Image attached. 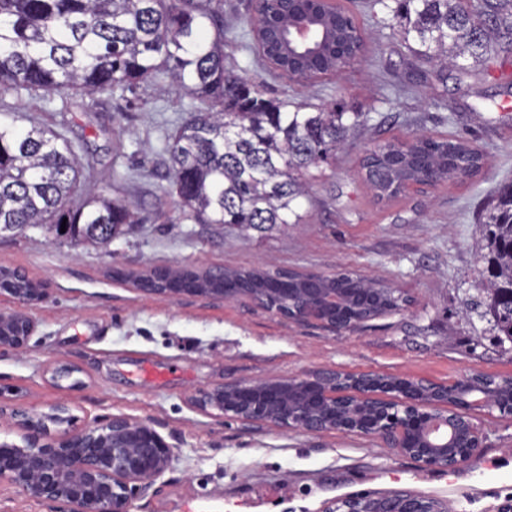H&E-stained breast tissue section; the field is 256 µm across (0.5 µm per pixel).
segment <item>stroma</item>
I'll return each mask as SVG.
<instances>
[{
	"label": "stroma",
	"mask_w": 512,
	"mask_h": 512,
	"mask_svg": "<svg viewBox=\"0 0 512 512\" xmlns=\"http://www.w3.org/2000/svg\"><path fill=\"white\" fill-rule=\"evenodd\" d=\"M367 24L363 56L305 87L241 51L224 32L228 65L263 91L314 105L344 103L367 123L348 148L322 165L303 221L242 238L232 227L178 222L164 199L167 128L195 106L143 84L90 97H0V117L22 127L65 126L87 162L86 184L134 204L141 224L105 246L72 247L40 227L0 236V268L17 269L48 290L21 306L0 290V310H25L28 343L0 351V402L37 412L65 403L78 424L126 415L151 425L172 450V467L133 512H330L336 498L407 491L443 500L448 512H502L512 504V418L474 411L485 438L479 455L455 470L431 469L378 439L334 431L310 435L202 413L191 396L219 384L314 369L410 374L437 382L483 373L512 377V342L468 311L478 296L485 241L482 220L495 189L512 181V56L489 69L441 76L392 33L383 7L341 0ZM437 136L467 132L488 159L476 175L414 186L393 198L368 188L363 159L377 144L416 127ZM180 267L258 268L331 274L347 267L404 299L400 310L336 335L297 326L246 299L144 291L140 276ZM69 364L71 378L56 380Z\"/></svg>",
	"instance_id": "stroma-1"
}]
</instances>
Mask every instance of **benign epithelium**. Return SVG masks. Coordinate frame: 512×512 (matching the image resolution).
<instances>
[{
  "instance_id": "benign-epithelium-1",
  "label": "benign epithelium",
  "mask_w": 512,
  "mask_h": 512,
  "mask_svg": "<svg viewBox=\"0 0 512 512\" xmlns=\"http://www.w3.org/2000/svg\"><path fill=\"white\" fill-rule=\"evenodd\" d=\"M359 288H323V274L290 276L285 288H166L171 300L184 295L247 297L262 307L288 297V322H319L337 335L355 330L366 313H384L379 294L389 288L354 274ZM20 302L45 300L47 289H7ZM34 329L20 312H0V350L26 345ZM200 412L218 410L243 425L308 434L338 431L381 439L403 457L431 468L457 469L480 451L484 433L472 406L512 416V378L475 374L448 382L401 374L319 369L303 374L226 382L191 400ZM22 431V444L0 443V484L65 512H131L173 463L171 448L148 424L116 415L104 423L73 425L67 404L37 413L0 405V418ZM334 512H443L440 500L392 492L340 498Z\"/></svg>"
}]
</instances>
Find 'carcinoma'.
Returning <instances> with one entry per match:
<instances>
[{
	"mask_svg": "<svg viewBox=\"0 0 512 512\" xmlns=\"http://www.w3.org/2000/svg\"><path fill=\"white\" fill-rule=\"evenodd\" d=\"M222 0H0V96L43 91L62 96L132 89L148 82L205 104L167 135L168 179L179 220L242 231L298 224L307 178L344 150L366 123L342 106L316 107L265 96L253 78L225 64ZM392 13L390 28L440 70L466 73L465 62L489 66L512 53V0H375ZM306 25L308 43L292 40ZM367 30L341 5L278 0L266 15L263 56L315 83L355 57ZM470 142L416 135L387 142L363 160L377 195H397L434 174L452 180L484 167ZM84 169L61 131L0 121V235L44 225L82 244L106 246L139 222L127 204L76 196ZM486 267L478 289L482 316L512 341V183L502 186L484 217ZM204 288L224 287L218 271H183ZM273 276L239 274V288Z\"/></svg>",
	"mask_w": 512,
	"mask_h": 512,
	"instance_id": "carcinoma-1",
	"label": "carcinoma"
}]
</instances>
